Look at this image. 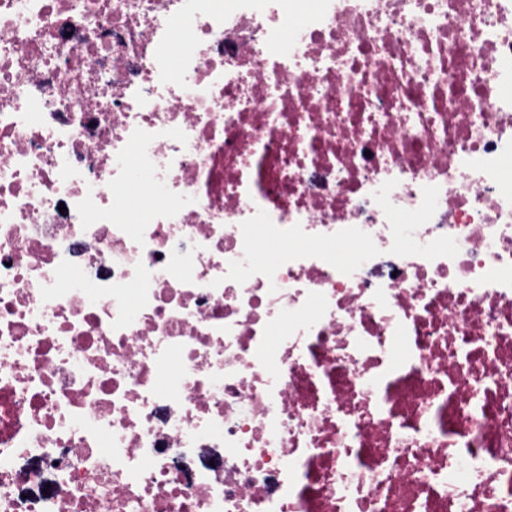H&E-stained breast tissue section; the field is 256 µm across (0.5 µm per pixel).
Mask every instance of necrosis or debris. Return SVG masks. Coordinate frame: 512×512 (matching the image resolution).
Returning a JSON list of instances; mask_svg holds the SVG:
<instances>
[{"instance_id":"4bbe7bcc","label":"necrosis or debris","mask_w":512,"mask_h":512,"mask_svg":"<svg viewBox=\"0 0 512 512\" xmlns=\"http://www.w3.org/2000/svg\"><path fill=\"white\" fill-rule=\"evenodd\" d=\"M314 2L0 0V512H512V0Z\"/></svg>"}]
</instances>
